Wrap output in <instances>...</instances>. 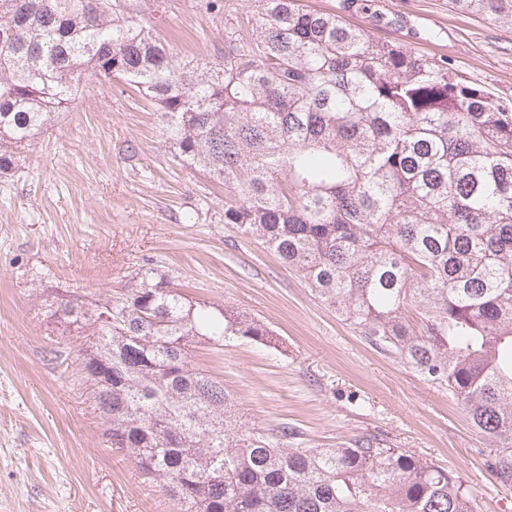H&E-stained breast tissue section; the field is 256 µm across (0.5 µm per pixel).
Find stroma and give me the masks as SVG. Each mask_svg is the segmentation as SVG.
Returning a JSON list of instances; mask_svg holds the SVG:
<instances>
[{
	"label": "stroma",
	"instance_id": "stroma-1",
	"mask_svg": "<svg viewBox=\"0 0 512 512\" xmlns=\"http://www.w3.org/2000/svg\"><path fill=\"white\" fill-rule=\"evenodd\" d=\"M123 16L173 38L183 59L221 60L235 16L201 0H116ZM512 103V27L448 0H303ZM0 178V512H176L127 453L110 448L75 367L52 352L78 331L48 318L43 294H116L154 268L197 302L247 313L268 347L234 338L192 354L260 430L288 425L292 448L370 440L453 470L475 512H512V486L487 468L488 441L447 387L428 383L314 300L301 276L224 221V189L175 158L158 107L125 81L84 76L52 125Z\"/></svg>",
	"mask_w": 512,
	"mask_h": 512
}]
</instances>
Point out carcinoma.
I'll list each match as a JSON object with an SVG mask.
<instances>
[{"label":"carcinoma","mask_w":512,"mask_h":512,"mask_svg":"<svg viewBox=\"0 0 512 512\" xmlns=\"http://www.w3.org/2000/svg\"><path fill=\"white\" fill-rule=\"evenodd\" d=\"M254 36L179 60L112 0H0V175L85 72L154 101L182 162L224 185L236 224L371 346L448 387L512 484V104L446 64L299 0H254ZM512 26V0H451ZM115 296L45 299L91 333L57 350L88 384L110 447L180 512H474L456 473L401 448H290L236 418L200 344H261L252 317L193 302L166 276Z\"/></svg>","instance_id":"obj_1"}]
</instances>
